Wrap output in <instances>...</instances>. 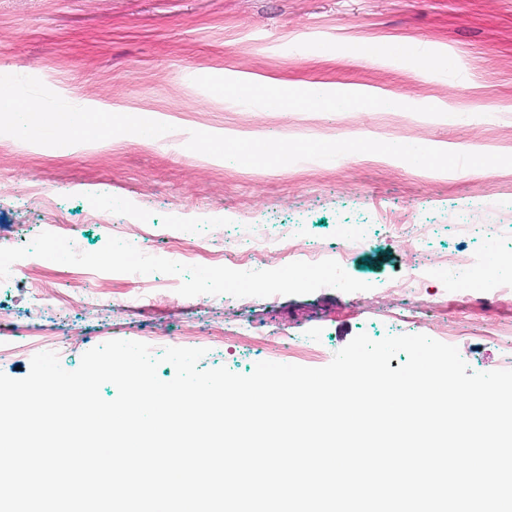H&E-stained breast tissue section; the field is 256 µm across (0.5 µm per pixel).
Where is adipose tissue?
<instances>
[{
  "mask_svg": "<svg viewBox=\"0 0 512 512\" xmlns=\"http://www.w3.org/2000/svg\"><path fill=\"white\" fill-rule=\"evenodd\" d=\"M10 118L27 136H34L49 130L63 139H86L99 132L98 120L86 112L45 111L41 103L10 101ZM202 149L213 155L230 151L244 164H252L258 157H280L282 147L276 143L258 142L252 138L222 139L219 137L201 138Z\"/></svg>",
  "mask_w": 512,
  "mask_h": 512,
  "instance_id": "adipose-tissue-1",
  "label": "adipose tissue"
}]
</instances>
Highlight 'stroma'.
<instances>
[{"instance_id": "stroma-1", "label": "stroma", "mask_w": 512, "mask_h": 512, "mask_svg": "<svg viewBox=\"0 0 512 512\" xmlns=\"http://www.w3.org/2000/svg\"><path fill=\"white\" fill-rule=\"evenodd\" d=\"M387 46L368 61L364 42ZM425 71L410 60L418 50ZM272 79L253 96L238 94L248 77ZM50 111L123 113L109 136L93 141L30 139L0 120V242L21 264L40 262L55 290L38 307L24 280L0 286V372L19 379L40 352L78 368L82 355L107 341L205 349L203 369L251 374L279 358L327 365L356 335L424 334L453 342L470 370L512 369V345L468 334L448 339L449 322L512 325V297L468 303L438 269L440 257L467 256L471 283L487 247L512 254V170L434 174L409 160L370 159L371 137L403 140L458 154L512 155V0H0V89ZM369 92L393 109L329 101L294 111L287 100L308 89ZM155 118L141 135L137 115ZM243 136L278 142L286 152L241 164L233 153H205L201 138ZM324 139L323 154L297 143ZM50 200L30 203L32 190ZM120 204L111 223L91 206ZM416 209L420 237L396 238L390 214ZM363 227L349 256L348 283L326 272L288 271L297 258L280 250L255 277L235 263L195 283L191 267L151 275L152 288H182L190 299L151 306L118 260L117 243L137 237L163 248L194 225L197 246L220 254L244 232L276 236L297 225L300 244L335 252L342 225ZM69 225L75 245L95 263L90 286L71 288L76 272L33 242ZM425 285L407 309L390 282ZM198 330L196 338L185 329Z\"/></svg>"}]
</instances>
